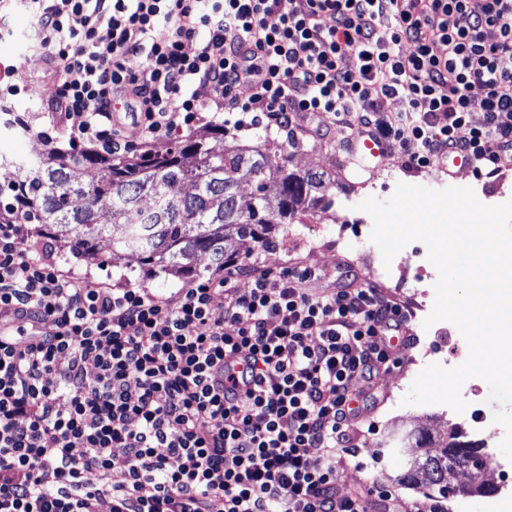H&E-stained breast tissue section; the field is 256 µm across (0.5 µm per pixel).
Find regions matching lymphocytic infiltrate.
I'll use <instances>...</instances> for the list:
<instances>
[{
    "mask_svg": "<svg viewBox=\"0 0 512 512\" xmlns=\"http://www.w3.org/2000/svg\"><path fill=\"white\" fill-rule=\"evenodd\" d=\"M19 5L59 62L55 109L79 117L76 141L120 152L121 97L143 138L168 135L197 120L206 86L217 111L238 113L236 129L262 124L290 145L302 113L320 136L341 122L348 143L399 139L411 166L448 148L495 173L512 163V0ZM391 97L405 110L378 108ZM321 277L236 259L160 299L68 275L51 242L0 223V512H369L391 501L378 488L339 494L338 466L356 453L354 423L378 400L408 312L352 271L330 292L313 291Z\"/></svg>",
    "mask_w": 512,
    "mask_h": 512,
    "instance_id": "f902f5d3",
    "label": "lymphocytic infiltrate"
}]
</instances>
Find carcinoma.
<instances>
[{"label":"carcinoma","instance_id":"obj_1","mask_svg":"<svg viewBox=\"0 0 512 512\" xmlns=\"http://www.w3.org/2000/svg\"><path fill=\"white\" fill-rule=\"evenodd\" d=\"M0 112L5 124L22 135L33 133V120ZM209 139L189 137L160 154L151 150L121 153L65 150L50 141L31 160H3L15 178L0 183V223L36 224L40 232L68 245L79 256L94 254L106 238L115 252L135 253L146 266L195 272L194 262L206 256L224 268L235 256L227 247L228 231L237 238L272 242L288 225L301 224L324 201L313 192L322 176L291 169L256 146L224 150V123L208 127ZM89 168L97 177L87 182ZM277 175L281 192L266 194L267 177ZM188 181L193 192L176 195V184ZM252 193L242 201L239 185ZM151 206H142L143 198ZM451 432L440 455L411 459L398 481L422 479L442 498L458 495L448 474L485 465L481 449L459 441Z\"/></svg>","mask_w":512,"mask_h":512}]
</instances>
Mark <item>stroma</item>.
I'll return each mask as SVG.
<instances>
[{"instance_id": "35a3bbf8", "label": "stroma", "mask_w": 512, "mask_h": 512, "mask_svg": "<svg viewBox=\"0 0 512 512\" xmlns=\"http://www.w3.org/2000/svg\"><path fill=\"white\" fill-rule=\"evenodd\" d=\"M13 66L11 78L20 92L15 96L1 99L10 111L15 113L35 112L39 119L34 133L23 136L0 122V156L25 158L35 156L40 150V139L47 138L61 148H69L71 120L52 106V93L57 86L58 62L46 50L34 47V25L30 15L15 10L10 18L8 31L0 33V69ZM197 95L206 108L198 121L184 127L176 137H162L144 142L132 116H125L124 140L135 149L149 148L165 151L174 139L198 136L214 120H223V113L217 112L210 103V91L201 87ZM270 138V152L287 157L291 168L301 172H317L330 179L331 186L326 196L332 199L331 208L315 212L308 224H292L287 234L277 236L271 250H261L258 243L244 240L234 250L238 258L256 261L270 267L286 266L292 263L324 271V279L318 281L321 289L331 290L337 286L341 272L351 269L360 282H369L371 266H382L380 250H373L371 256H364L361 245L363 229L371 218L359 211L363 200L374 197L388 199L398 183L419 184L438 188L445 174L437 162L425 167H411L406 163L403 145L399 140L388 139L387 152L374 160V172L361 171L354 156L344 153L340 143L345 135L342 124L332 125L324 137L308 136L302 145L291 148L277 133L266 134L262 129L233 131L226 134L224 146L228 149L240 145H257L259 136ZM453 185H477L478 199H490L494 204L512 200V168L493 176L460 171L452 180ZM344 225L349 243L340 250H333L330 242L336 237L337 225ZM64 271L82 279L110 284L128 283L142 286L159 297L170 296L183 284V274L166 270L152 271L143 266L138 257L129 253H112L108 242H101L98 255L75 259L68 250H61ZM413 326H406L403 337L392 338L391 343L400 359L398 365L381 371L375 380L378 403L369 412L367 423L361 424L357 434L358 455L350 457L339 467L337 483L340 494L355 496L376 486L389 490L398 512H420L422 506H430L434 512H443L445 503L437 499L432 487L426 483L403 485L397 477L404 470L407 458L416 451L405 448L394 451L393 439L406 430H428L440 436L451 429H459L462 440H469V413H439L431 405H402L401 400L408 392L418 374L411 359L415 354L414 345L404 343V336L413 335Z\"/></svg>"}]
</instances>
